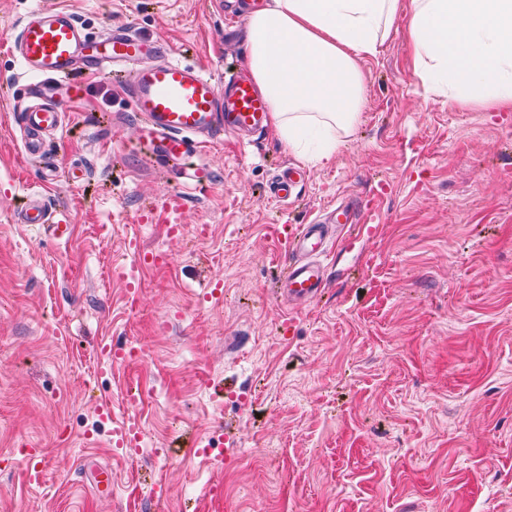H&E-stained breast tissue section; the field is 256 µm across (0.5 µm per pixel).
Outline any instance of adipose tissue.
I'll return each mask as SVG.
<instances>
[{
  "mask_svg": "<svg viewBox=\"0 0 512 512\" xmlns=\"http://www.w3.org/2000/svg\"><path fill=\"white\" fill-rule=\"evenodd\" d=\"M402 15L425 85L452 104L512 107V0H269L247 18L248 64L290 153L332 158L360 117L359 62Z\"/></svg>",
  "mask_w": 512,
  "mask_h": 512,
  "instance_id": "adipose-tissue-1",
  "label": "adipose tissue"
}]
</instances>
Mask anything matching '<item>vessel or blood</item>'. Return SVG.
Masks as SVG:
<instances>
[{
  "instance_id": "1",
  "label": "vessel or blood",
  "mask_w": 512,
  "mask_h": 512,
  "mask_svg": "<svg viewBox=\"0 0 512 512\" xmlns=\"http://www.w3.org/2000/svg\"><path fill=\"white\" fill-rule=\"evenodd\" d=\"M14 50L30 100L18 114V126L26 151L35 159L43 157L46 140L63 129L67 103L83 92L79 76L85 70L128 75L147 159H163L191 187L210 180L209 169L197 161L201 139L259 133L268 122L267 104L248 79L220 85L210 73L173 58L164 45L130 28L93 36L73 14L47 2L22 22ZM305 176L300 167H283L269 187L271 196L281 202L296 198ZM16 221L50 228L57 238L72 231L68 213L40 192L22 207ZM356 221L354 209L345 206L337 209L334 223L305 224L285 233L287 261L275 284L281 301L298 307L323 292L327 277L322 259L337 230ZM141 433L140 420L128 417L114 430L112 445L137 447Z\"/></svg>"
}]
</instances>
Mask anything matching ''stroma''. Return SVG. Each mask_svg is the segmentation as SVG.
Returning a JSON list of instances; mask_svg holds the SVG:
<instances>
[{"instance_id": "obj_1", "label": "stroma", "mask_w": 512, "mask_h": 512, "mask_svg": "<svg viewBox=\"0 0 512 512\" xmlns=\"http://www.w3.org/2000/svg\"><path fill=\"white\" fill-rule=\"evenodd\" d=\"M56 2L216 80L248 71L235 0ZM41 4L0 0V512H512V110L450 106L397 27L360 65L359 121L284 205L268 186L295 157L272 133L205 146L212 179L189 189L141 156L125 90L90 74L45 184L13 111L12 42ZM35 190L67 209L70 239L15 223ZM172 193L180 237L164 222ZM344 202L373 232L342 235L325 291L289 310L272 292L284 225ZM138 251L170 262L136 265ZM104 338L141 360L112 365ZM132 412L140 447L115 454ZM22 448L43 449L42 484Z\"/></svg>"}]
</instances>
